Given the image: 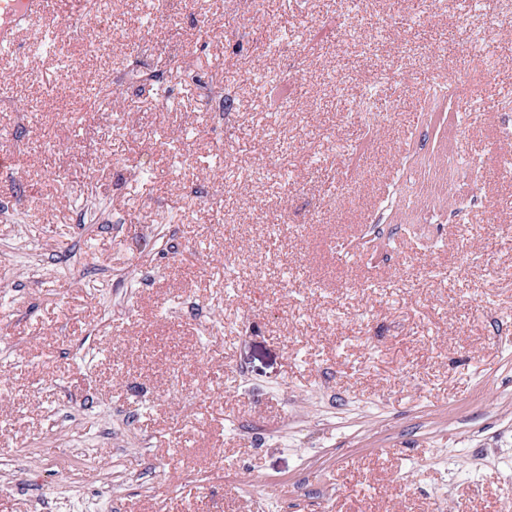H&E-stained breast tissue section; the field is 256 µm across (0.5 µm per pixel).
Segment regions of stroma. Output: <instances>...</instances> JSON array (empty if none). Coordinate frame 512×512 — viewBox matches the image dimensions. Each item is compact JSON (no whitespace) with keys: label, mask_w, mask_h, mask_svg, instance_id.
<instances>
[{"label":"stroma","mask_w":512,"mask_h":512,"mask_svg":"<svg viewBox=\"0 0 512 512\" xmlns=\"http://www.w3.org/2000/svg\"><path fill=\"white\" fill-rule=\"evenodd\" d=\"M146 9L83 0L52 54L0 59V153L26 144L0 180L23 215L0 222V512H504L512 13L194 0L146 33ZM143 45L166 101L89 100ZM91 198L119 233L76 223Z\"/></svg>","instance_id":"stroma-1"}]
</instances>
